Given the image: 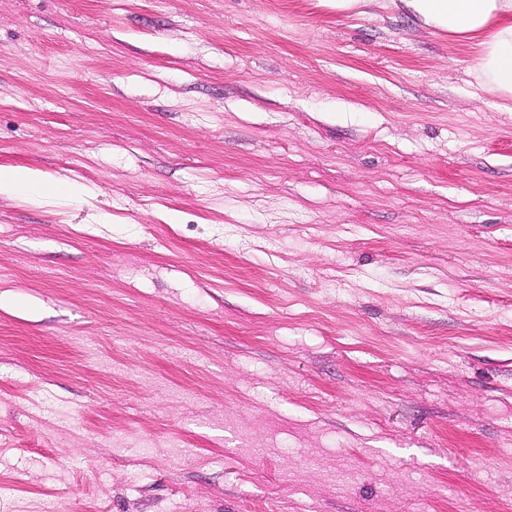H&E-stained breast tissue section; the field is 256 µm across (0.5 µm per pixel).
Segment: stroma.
<instances>
[{
    "label": "stroma",
    "mask_w": 512,
    "mask_h": 512,
    "mask_svg": "<svg viewBox=\"0 0 512 512\" xmlns=\"http://www.w3.org/2000/svg\"><path fill=\"white\" fill-rule=\"evenodd\" d=\"M373 0H0V512H512V111ZM26 187L37 188L46 194L57 191L55 186L39 182L31 171L0 168V194L11 195Z\"/></svg>",
    "instance_id": "1"
}]
</instances>
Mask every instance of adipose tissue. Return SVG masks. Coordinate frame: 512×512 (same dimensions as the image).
Segmentation results:
<instances>
[{"label": "adipose tissue", "instance_id": "ef3b65f1", "mask_svg": "<svg viewBox=\"0 0 512 512\" xmlns=\"http://www.w3.org/2000/svg\"><path fill=\"white\" fill-rule=\"evenodd\" d=\"M386 8L412 16L422 26L475 43L472 83L512 108V0H385Z\"/></svg>", "mask_w": 512, "mask_h": 512}]
</instances>
